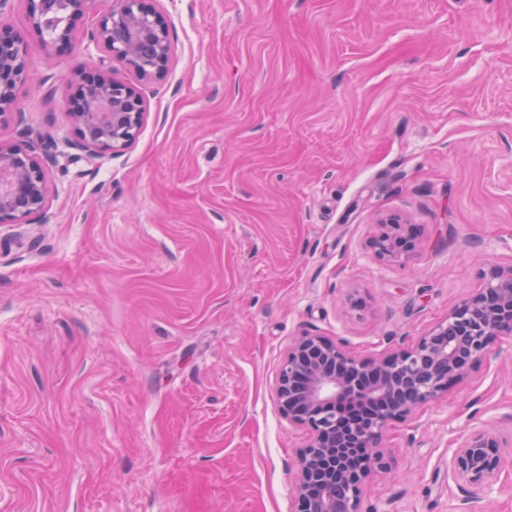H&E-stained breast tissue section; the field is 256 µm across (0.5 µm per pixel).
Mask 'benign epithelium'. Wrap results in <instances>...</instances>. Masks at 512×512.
<instances>
[{"label": "benign epithelium", "instance_id": "1", "mask_svg": "<svg viewBox=\"0 0 512 512\" xmlns=\"http://www.w3.org/2000/svg\"><path fill=\"white\" fill-rule=\"evenodd\" d=\"M29 20L44 42L70 47L79 30L112 60L143 80L164 76L171 54L168 32L145 0H113L96 13V0H25ZM27 44L0 15V117L15 103L25 76ZM69 112L82 146L118 151L132 144L144 119L134 87L105 70L71 100ZM0 221L30 224L46 199L45 174L28 144L0 142ZM372 241L383 258L399 261L415 247L401 218ZM483 286L413 345L394 354L356 356L328 337L304 335L288 347L275 385L276 405L310 436L292 473L297 512H358L364 484L387 468L380 448L385 429L405 421L417 405L460 381L481 363L492 340L512 335V265L493 266ZM505 447L486 426H475L454 450L450 468L469 506L493 490Z\"/></svg>", "mask_w": 512, "mask_h": 512}]
</instances>
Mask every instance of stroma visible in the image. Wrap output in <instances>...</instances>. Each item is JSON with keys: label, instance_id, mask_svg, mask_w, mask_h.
Masks as SVG:
<instances>
[{"label": "stroma", "instance_id": "35a3bbf8", "mask_svg": "<svg viewBox=\"0 0 512 512\" xmlns=\"http://www.w3.org/2000/svg\"><path fill=\"white\" fill-rule=\"evenodd\" d=\"M171 58L28 43L0 141L48 152L46 202L0 223V512H296L292 341L396 353L512 265V0H148ZM145 116L77 149L105 69ZM415 224L398 262L378 217ZM512 433V336L381 446L359 512H459L468 424Z\"/></svg>", "mask_w": 512, "mask_h": 512}]
</instances>
